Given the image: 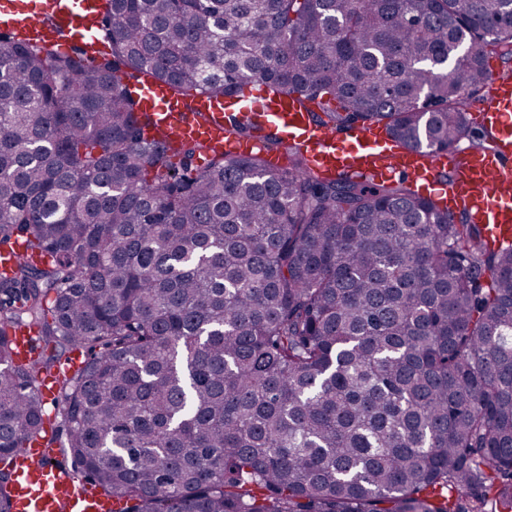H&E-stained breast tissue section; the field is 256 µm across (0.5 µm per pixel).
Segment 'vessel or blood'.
Masks as SVG:
<instances>
[{"label": "vessel or blood", "instance_id": "b4317fda", "mask_svg": "<svg viewBox=\"0 0 512 512\" xmlns=\"http://www.w3.org/2000/svg\"><path fill=\"white\" fill-rule=\"evenodd\" d=\"M96 0H0V29L32 45L65 40L97 44ZM477 113L489 132L485 150L453 154L395 148L380 129L354 126L343 132L311 120L294 95L260 96L230 109L221 98L192 102L166 83L149 80L136 95L153 128L173 142L194 140L232 154L250 152L254 141L228 135L234 119L260 110L267 130L299 144L313 173L323 178L345 174L375 182L407 178L419 193L437 199L449 212L465 213L482 225L489 241L512 242V79L490 75ZM111 498L99 493L77 470L48 461L44 448L26 449L14 468L13 512H112Z\"/></svg>", "mask_w": 512, "mask_h": 512}]
</instances>
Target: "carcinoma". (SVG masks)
<instances>
[{"instance_id": "carcinoma-1", "label": "carcinoma", "mask_w": 512, "mask_h": 512, "mask_svg": "<svg viewBox=\"0 0 512 512\" xmlns=\"http://www.w3.org/2000/svg\"><path fill=\"white\" fill-rule=\"evenodd\" d=\"M102 30L0 42V246L35 256L0 271V463L55 446L115 512H512V243L251 125L247 155L148 139L128 83L483 149L512 0H106Z\"/></svg>"}]
</instances>
